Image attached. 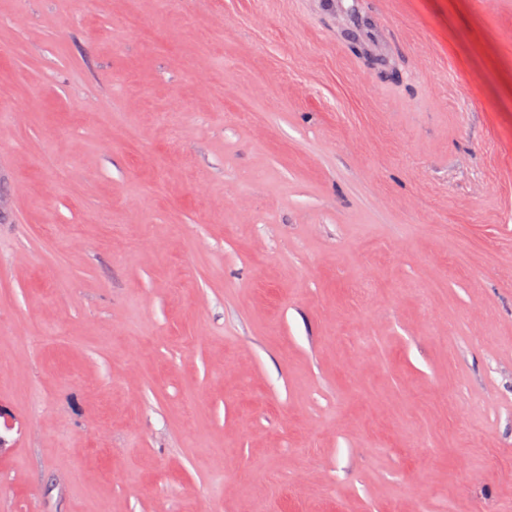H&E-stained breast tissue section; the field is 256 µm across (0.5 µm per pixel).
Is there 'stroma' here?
I'll use <instances>...</instances> for the list:
<instances>
[{
  "mask_svg": "<svg viewBox=\"0 0 512 512\" xmlns=\"http://www.w3.org/2000/svg\"><path fill=\"white\" fill-rule=\"evenodd\" d=\"M0 409V512H512V0H0Z\"/></svg>",
  "mask_w": 512,
  "mask_h": 512,
  "instance_id": "35a3bbf8",
  "label": "stroma"
}]
</instances>
